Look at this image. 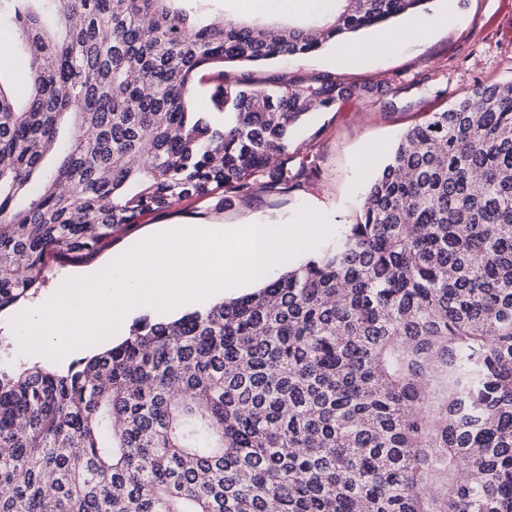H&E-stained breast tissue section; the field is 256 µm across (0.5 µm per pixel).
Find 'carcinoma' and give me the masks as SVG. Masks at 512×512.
<instances>
[{
    "mask_svg": "<svg viewBox=\"0 0 512 512\" xmlns=\"http://www.w3.org/2000/svg\"><path fill=\"white\" fill-rule=\"evenodd\" d=\"M209 0H0V311L148 212L288 183L295 128L379 86L196 76L423 12L332 0L286 23ZM58 157L50 172L46 155ZM0 512H512V81L408 129L359 220L254 291L57 371L0 369ZM4 44L7 49L1 45L0 48V71L4 84L11 86L19 93H23L27 86L23 84L22 79L29 69V57L21 50L16 48L17 35L14 29L4 25L0 30V44Z\"/></svg>",
    "mask_w": 512,
    "mask_h": 512,
    "instance_id": "1",
    "label": "carcinoma"
}]
</instances>
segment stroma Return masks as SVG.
Wrapping results in <instances>:
<instances>
[{
  "instance_id": "35a3bbf8",
  "label": "stroma",
  "mask_w": 512,
  "mask_h": 512,
  "mask_svg": "<svg viewBox=\"0 0 512 512\" xmlns=\"http://www.w3.org/2000/svg\"><path fill=\"white\" fill-rule=\"evenodd\" d=\"M450 1L455 12L447 22L421 29L411 39L362 61L351 53L356 44L372 38L369 30L287 63L226 66L232 79L249 75L265 80L284 72L304 78L330 75L348 83L386 81L391 92L384 97L347 98L333 109L313 111L295 133L299 156L311 158L313 164L296 169L282 188H269L259 180L247 195L221 206L209 198H191L168 212L146 214L130 229L117 232L111 246L87 263L64 265L48 257L44 281L25 300V307L45 302L67 277L104 268L116 254L162 226L283 224L303 207L325 214L337 232L355 223L369 181L410 126L448 109L477 84L512 81V0H432V13L441 12ZM0 44L6 47L0 53V81L24 92L29 57L17 50L12 27H0Z\"/></svg>"
}]
</instances>
